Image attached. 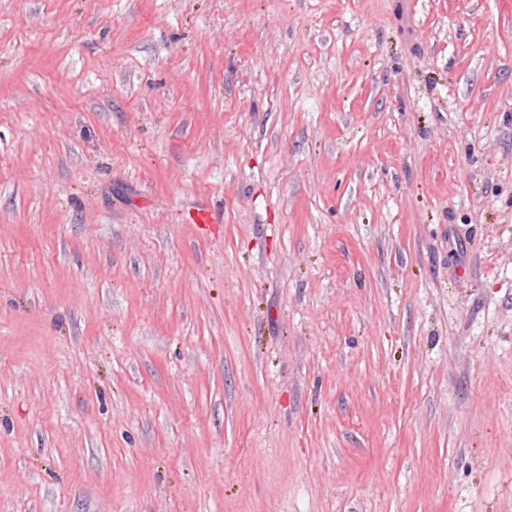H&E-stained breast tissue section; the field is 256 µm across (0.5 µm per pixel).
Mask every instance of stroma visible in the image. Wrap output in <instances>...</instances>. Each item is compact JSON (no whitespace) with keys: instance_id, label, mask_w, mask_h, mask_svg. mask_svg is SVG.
<instances>
[{"instance_id":"1","label":"stroma","mask_w":512,"mask_h":512,"mask_svg":"<svg viewBox=\"0 0 512 512\" xmlns=\"http://www.w3.org/2000/svg\"><path fill=\"white\" fill-rule=\"evenodd\" d=\"M0 512H512V0H0Z\"/></svg>"}]
</instances>
